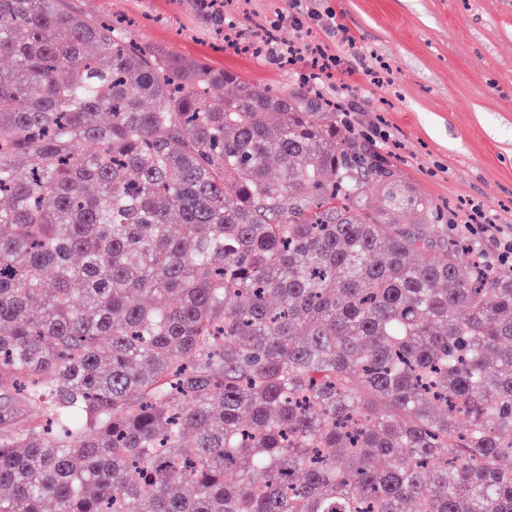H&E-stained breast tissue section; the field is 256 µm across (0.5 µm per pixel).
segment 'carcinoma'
<instances>
[{"label": "carcinoma", "mask_w": 512, "mask_h": 512, "mask_svg": "<svg viewBox=\"0 0 512 512\" xmlns=\"http://www.w3.org/2000/svg\"><path fill=\"white\" fill-rule=\"evenodd\" d=\"M0 59V512H512V265L374 223L336 104L68 0Z\"/></svg>", "instance_id": "1"}]
</instances>
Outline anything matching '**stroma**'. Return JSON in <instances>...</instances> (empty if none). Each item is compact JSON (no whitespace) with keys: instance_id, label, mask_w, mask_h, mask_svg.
<instances>
[{"instance_id":"35a3bbf8","label":"stroma","mask_w":512,"mask_h":512,"mask_svg":"<svg viewBox=\"0 0 512 512\" xmlns=\"http://www.w3.org/2000/svg\"><path fill=\"white\" fill-rule=\"evenodd\" d=\"M73 2L77 15L126 16L136 41L279 93L301 87L309 42L341 53L344 26L358 52L319 91L340 108L354 97L364 105L354 115L359 152L378 165L366 179L369 212L406 223L377 196L383 181L406 177L430 197L423 221L440 239L483 255L512 240V0H316L335 23L308 33L287 20L290 0H227L219 15L194 0ZM476 204L495 229L463 237Z\"/></svg>"}]
</instances>
